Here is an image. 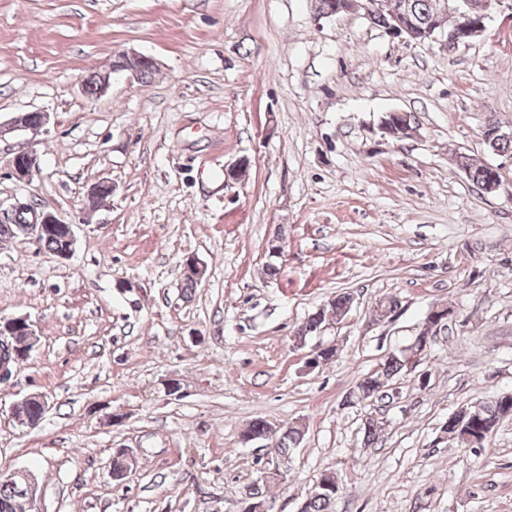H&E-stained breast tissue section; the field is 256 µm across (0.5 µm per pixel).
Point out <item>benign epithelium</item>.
Wrapping results in <instances>:
<instances>
[{"instance_id": "benign-epithelium-1", "label": "benign epithelium", "mask_w": 512, "mask_h": 512, "mask_svg": "<svg viewBox=\"0 0 512 512\" xmlns=\"http://www.w3.org/2000/svg\"><path fill=\"white\" fill-rule=\"evenodd\" d=\"M503 0H432V9L443 14L454 9L458 22L451 32L440 28L415 25L409 17L407 3H402L395 24L384 30L390 37H401L418 43H436L449 51L468 45L480 37L487 28L488 23L499 11ZM377 10V0H325L323 9L314 12L315 19H331L344 13H358L368 19ZM124 65L121 70L140 80L147 71H154L158 67L157 61L141 53L131 52L123 55ZM40 164L39 156L33 151L21 152L14 155L9 161L10 173L17 180L22 181L29 175L30 170ZM26 210L29 219L24 229V236L41 239L45 231L54 224H62L64 220L56 214L43 208L36 207L23 199H15L5 207L0 204V224H12L16 213ZM39 338L33 325L24 317H0V346L8 350L9 355L0 358V384L9 381L13 370L22 361L30 358L35 350ZM0 480L18 485L20 492L25 495L32 512H38L37 503L40 497L38 481L33 472L25 468H16L10 472H0Z\"/></svg>"}]
</instances>
